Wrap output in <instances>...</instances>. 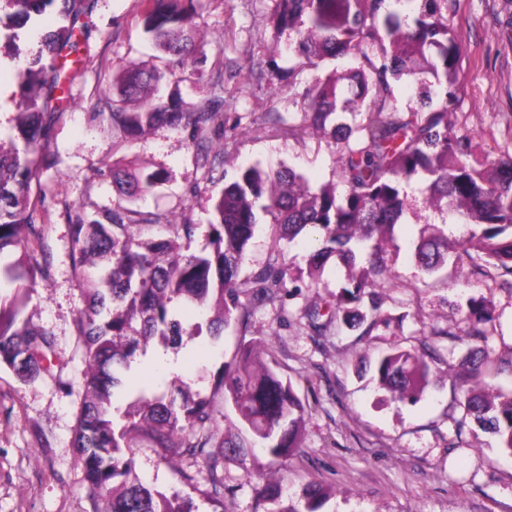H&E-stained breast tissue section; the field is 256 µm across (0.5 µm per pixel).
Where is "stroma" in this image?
I'll return each mask as SVG.
<instances>
[{
    "label": "stroma",
    "mask_w": 512,
    "mask_h": 512,
    "mask_svg": "<svg viewBox=\"0 0 512 512\" xmlns=\"http://www.w3.org/2000/svg\"><path fill=\"white\" fill-rule=\"evenodd\" d=\"M144 8L145 0H84L75 19L78 52L66 65V98L49 106L60 115L50 142L54 164L31 186L34 218L46 235V248L36 257L49 275L38 280L26 313L51 333L57 359L50 371L26 383L0 367V512H94L73 448L85 369L74 318L85 305V291L72 267L68 215L96 216L119 202L111 180L98 177L97 168L118 164L162 172L163 183L132 207L191 221L194 251L209 231L210 196L242 166H289L318 185L336 178V147L296 128L300 98L297 86L288 83L287 55L276 51L274 0H198L188 79L167 75L166 55L143 30ZM448 25L463 47L455 125L471 136L474 161L512 156V0H448ZM133 66L165 71L160 95L182 110L222 102L224 129L212 136L207 154L165 125L126 142L110 121L89 122V113L121 107L115 87ZM18 99L14 68L1 66L0 150L6 152L15 144L11 126ZM429 223L447 235L450 259L426 275L411 252ZM460 234L459 226L440 224L430 209L407 214L393 230L379 290L390 327L368 334L335 323L317 335L301 315L338 293L345 269L331 261L310 278V246L277 248L268 226H261L244 268L255 270L283 256L300 268L299 289L286 297L284 308L252 304L246 332L227 328L215 343L199 337L196 349L181 352L173 371L156 362L163 346L153 341L134 364L127 388L169 399L179 373L210 391L224 356L263 341L265 360L276 362L305 405L302 446L280 459L261 448L225 452L229 512H262L255 494L260 479L281 484L292 497L311 484L331 490L324 512H512V453L460 422L466 390L482 388L492 397L510 392L512 373L473 376L462 364L468 343L448 333L460 319L462 297L487 296L498 317L487 342L490 358L496 364L512 360V289L455 280L452 256ZM397 342L423 346L431 367L427 395L414 405L392 401L371 370L378 353ZM124 454L133 458L144 484L212 512L199 494L207 486L202 459L184 455L170 462L145 442Z\"/></svg>",
    "instance_id": "35a3bbf8"
}]
</instances>
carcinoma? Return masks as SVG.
<instances>
[{"mask_svg":"<svg viewBox=\"0 0 512 512\" xmlns=\"http://www.w3.org/2000/svg\"><path fill=\"white\" fill-rule=\"evenodd\" d=\"M57 1L65 25L39 37L31 59L17 67L24 112L15 139L21 147L0 150V366L24 382L49 370L54 355L49 331L25 314L30 291L47 275L34 257L42 228L34 221L31 185L52 166L49 144L58 121V113L45 111L48 101L32 90L46 86L59 93L56 100L64 99L67 73L56 60L75 47L74 18L83 0H0V36L12 43L27 40L28 29L36 28L39 16ZM447 11L448 0H276L275 26L287 35L294 60L288 78L312 73L300 93V129L317 132L332 125L339 153L336 180L316 186L291 167L244 168L212 198L206 243L189 254L183 252V241L194 235L193 224H166V234L151 235L161 218L121 204L100 219L82 212L69 215L73 270L91 284L86 306L75 318L89 369L74 448L89 492L97 499L108 497L106 512H197L189 501L129 479L134 462L122 449L140 439L165 458L184 452L206 455L213 447L218 395L249 435L246 443L229 444L233 452L260 447L279 458L301 448L302 401L275 368H255L247 347L224 360L209 395L177 376V402L139 391L124 412L114 405L124 374L154 339L175 351L186 337L205 333L216 341L231 324H246L243 295L284 303L281 292L291 279L287 262L242 274L259 226L256 211L270 217L277 242L314 236L310 262L316 270L332 258L346 268L347 284L340 292L303 314L318 334L324 316L329 321L340 316L351 328L365 323L369 331L392 323L380 310L376 278L385 270L388 231L414 209L416 199L407 191L414 179L424 183V201L444 214L442 220L450 216L461 226L470 260L465 277L496 284L506 276L512 288V156L488 166L469 162L472 139L455 130L449 112L458 95L461 45L448 26ZM194 17L193 0H146L143 29L170 62L183 66L194 51L186 34ZM328 58L342 61L345 68L320 75ZM165 75L135 71L123 80L121 95L136 108L109 113L112 128L135 140L167 124L206 150L211 135L224 128L222 103L199 112L172 109L148 94ZM404 77L424 85L425 94L419 105L400 109L394 88ZM112 181L122 195L135 199L151 194L160 176L114 166ZM413 256L423 273H434L448 256L447 236L438 229L422 231ZM191 303L208 317L185 327L175 307ZM458 329L471 341L496 332L490 302L483 296L468 299ZM488 362L489 353L474 348L462 359L476 376ZM430 371L423 356L400 343L376 362L378 381L395 401H419ZM463 408L461 424L493 435L512 453V396L497 406L468 391ZM207 466V496L223 505L221 461L207 455ZM257 496L264 512H323L330 493L312 486L285 505L282 487L263 484Z\"/></svg>","mask_w":512,"mask_h":512,"instance_id":"1","label":"carcinoma"}]
</instances>
